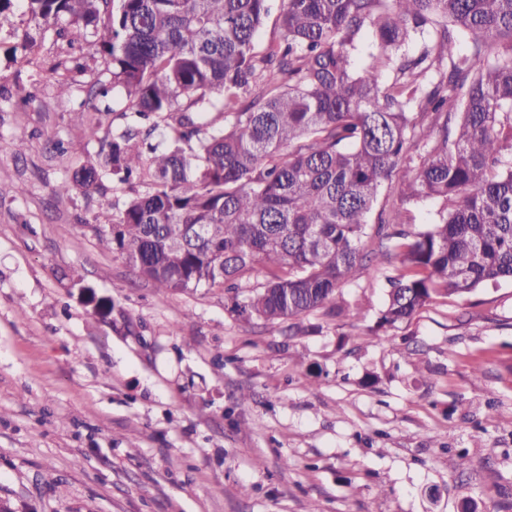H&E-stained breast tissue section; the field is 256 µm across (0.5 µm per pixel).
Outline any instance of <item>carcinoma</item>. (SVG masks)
I'll return each instance as SVG.
<instances>
[{"mask_svg": "<svg viewBox=\"0 0 512 512\" xmlns=\"http://www.w3.org/2000/svg\"><path fill=\"white\" fill-rule=\"evenodd\" d=\"M21 2L38 33L91 30L65 63L133 117L113 134L98 112L84 135L99 152L55 193L138 182L95 237L157 291H231L259 266L246 321L329 304L354 319L336 290L368 271L372 230L401 263L380 328L512 280V0H284L263 47L270 0ZM425 198L426 228L385 232Z\"/></svg>", "mask_w": 512, "mask_h": 512, "instance_id": "1", "label": "carcinoma"}]
</instances>
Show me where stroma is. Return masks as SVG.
Listing matches in <instances>:
<instances>
[{
  "mask_svg": "<svg viewBox=\"0 0 512 512\" xmlns=\"http://www.w3.org/2000/svg\"><path fill=\"white\" fill-rule=\"evenodd\" d=\"M27 29L0 19V512H512V281L378 336L393 259L298 334L233 311L259 270L156 291L98 245L110 209L55 193L99 102Z\"/></svg>",
  "mask_w": 512,
  "mask_h": 512,
  "instance_id": "stroma-1",
  "label": "stroma"
}]
</instances>
